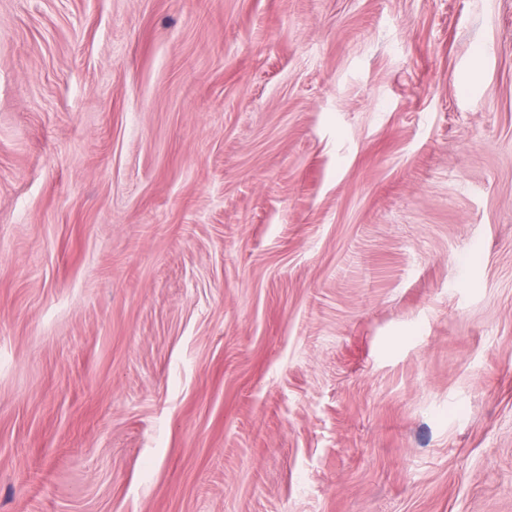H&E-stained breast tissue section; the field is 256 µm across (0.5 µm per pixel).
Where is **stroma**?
I'll list each match as a JSON object with an SVG mask.
<instances>
[{"label":"stroma","instance_id":"35a3bbf8","mask_svg":"<svg viewBox=\"0 0 512 512\" xmlns=\"http://www.w3.org/2000/svg\"><path fill=\"white\" fill-rule=\"evenodd\" d=\"M0 512H512V0H0Z\"/></svg>","mask_w":512,"mask_h":512}]
</instances>
